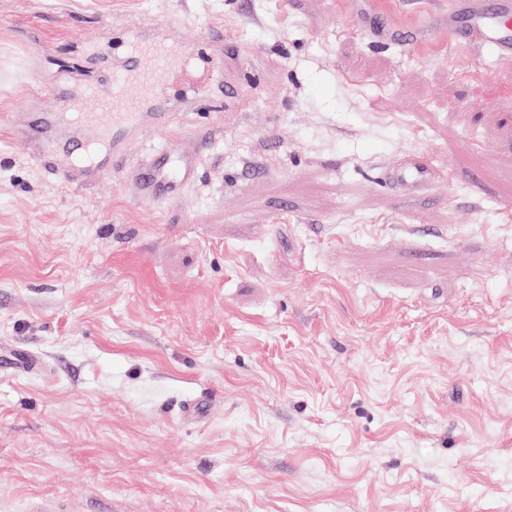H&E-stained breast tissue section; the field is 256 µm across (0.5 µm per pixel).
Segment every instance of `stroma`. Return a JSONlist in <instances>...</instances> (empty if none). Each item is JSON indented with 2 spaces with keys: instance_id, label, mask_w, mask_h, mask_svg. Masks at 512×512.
Masks as SVG:
<instances>
[{
  "instance_id": "obj_1",
  "label": "stroma",
  "mask_w": 512,
  "mask_h": 512,
  "mask_svg": "<svg viewBox=\"0 0 512 512\" xmlns=\"http://www.w3.org/2000/svg\"><path fill=\"white\" fill-rule=\"evenodd\" d=\"M447 12L0 0V512H512V59L452 44ZM131 19L246 51L247 110L177 88L171 126L130 140L129 164L203 150L167 205L51 174L11 132ZM406 153L449 181L396 191Z\"/></svg>"
}]
</instances>
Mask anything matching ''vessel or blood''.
Segmentation results:
<instances>
[{
  "instance_id": "obj_1",
  "label": "vessel or blood",
  "mask_w": 512,
  "mask_h": 512,
  "mask_svg": "<svg viewBox=\"0 0 512 512\" xmlns=\"http://www.w3.org/2000/svg\"><path fill=\"white\" fill-rule=\"evenodd\" d=\"M448 27L456 42L512 59V0H466L462 5L450 0ZM123 33L117 46L118 65L100 72L90 84L76 88L61 77L49 88L51 95L65 99L79 126L93 130V137L84 139L82 150L88 154L103 150L116 163L125 155L126 134L170 125L171 114L160 100L174 76L196 64L194 46L175 37L169 25L154 26L148 34L139 22L131 20ZM202 37L223 41L224 67L210 72L200 91L218 92L225 100L246 106L249 92L239 79L244 55L237 41L213 27L204 29ZM88 99L96 100L95 111H83ZM54 125L50 116L41 121L45 141L42 163L52 174L65 177L73 168L74 152L54 136ZM202 157L201 151L183 152L172 143L127 166L123 174L140 202H168L181 198L196 182ZM386 176L389 184L409 194L425 182L446 179L447 170L432 157L405 155L389 165Z\"/></svg>"
}]
</instances>
